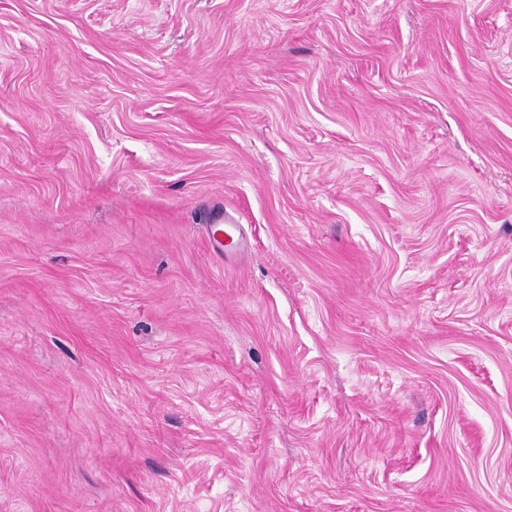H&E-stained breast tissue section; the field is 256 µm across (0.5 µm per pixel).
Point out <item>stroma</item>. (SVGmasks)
Segmentation results:
<instances>
[{
  "label": "stroma",
  "mask_w": 512,
  "mask_h": 512,
  "mask_svg": "<svg viewBox=\"0 0 512 512\" xmlns=\"http://www.w3.org/2000/svg\"><path fill=\"white\" fill-rule=\"evenodd\" d=\"M0 512H512V0H0Z\"/></svg>",
  "instance_id": "stroma-1"
}]
</instances>
